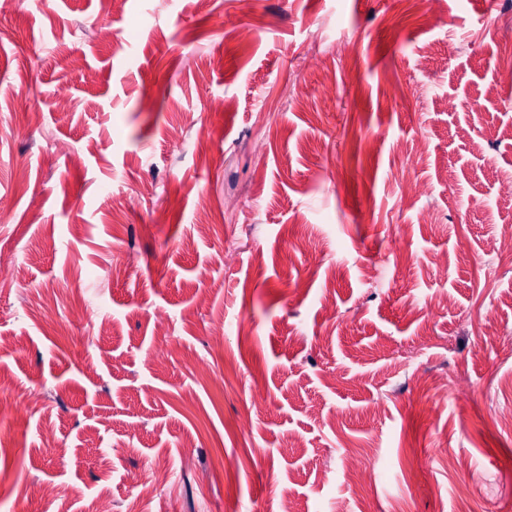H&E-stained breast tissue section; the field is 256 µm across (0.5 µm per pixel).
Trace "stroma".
Returning <instances> with one entry per match:
<instances>
[{"instance_id": "35a3bbf8", "label": "stroma", "mask_w": 512, "mask_h": 512, "mask_svg": "<svg viewBox=\"0 0 512 512\" xmlns=\"http://www.w3.org/2000/svg\"><path fill=\"white\" fill-rule=\"evenodd\" d=\"M510 61L512 0H0V512H512Z\"/></svg>"}]
</instances>
